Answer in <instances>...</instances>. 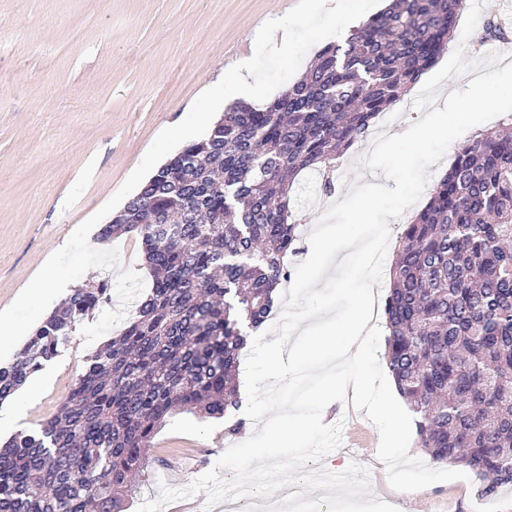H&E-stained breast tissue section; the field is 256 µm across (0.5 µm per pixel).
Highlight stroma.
<instances>
[{
	"label": "stroma",
	"instance_id": "1",
	"mask_svg": "<svg viewBox=\"0 0 512 512\" xmlns=\"http://www.w3.org/2000/svg\"><path fill=\"white\" fill-rule=\"evenodd\" d=\"M304 0H0V366L11 363L58 299L88 281L109 280L111 300L81 325L68 347L46 362L20 430L56 413L86 356L135 316L151 279L134 236L102 242L99 229L180 146L204 137L197 117H219L223 85L241 61L249 79L278 96L327 43L346 38L362 17L384 8L363 0L362 17L329 21L303 14ZM273 16L294 34L291 56H272L253 41ZM507 30L485 36L487 20ZM464 43L469 59L512 54V0H488ZM301 223L296 266L310 254L308 235L327 201L315 177L292 187ZM52 266L58 289L41 301L30 284ZM326 423L343 422V443L307 471L361 465L370 496L399 512H512V487L478 495L477 478L393 490L378 456L379 432L364 415L333 402ZM221 419L182 412L155 438L141 499L160 486L183 488L214 469L222 453L253 432L228 435Z\"/></svg>",
	"mask_w": 512,
	"mask_h": 512
}]
</instances>
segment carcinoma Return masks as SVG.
<instances>
[{"label":"carcinoma","instance_id":"cac0c4a2","mask_svg":"<svg viewBox=\"0 0 512 512\" xmlns=\"http://www.w3.org/2000/svg\"><path fill=\"white\" fill-rule=\"evenodd\" d=\"M464 2L390 0L266 106L225 111L113 212L99 239L136 236L152 287L57 412L0 442V512H125L176 411L240 410V352L297 253L291 179L316 171L332 192L337 159L448 49ZM109 301L105 280L71 289L0 367V404ZM384 315L419 447L474 471L483 497L512 486V132L470 139L404 225Z\"/></svg>","mask_w":512,"mask_h":512}]
</instances>
